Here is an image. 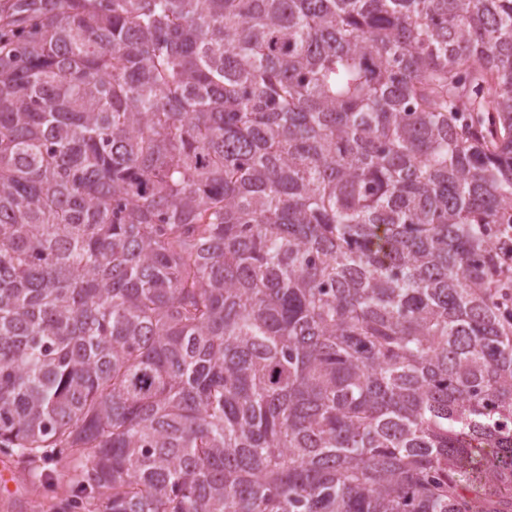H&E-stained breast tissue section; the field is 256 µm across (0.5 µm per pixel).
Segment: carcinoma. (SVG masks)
I'll list each match as a JSON object with an SVG mask.
<instances>
[{"instance_id":"obj_1","label":"carcinoma","mask_w":512,"mask_h":512,"mask_svg":"<svg viewBox=\"0 0 512 512\" xmlns=\"http://www.w3.org/2000/svg\"><path fill=\"white\" fill-rule=\"evenodd\" d=\"M512 0H0V450L86 512H512Z\"/></svg>"}]
</instances>
